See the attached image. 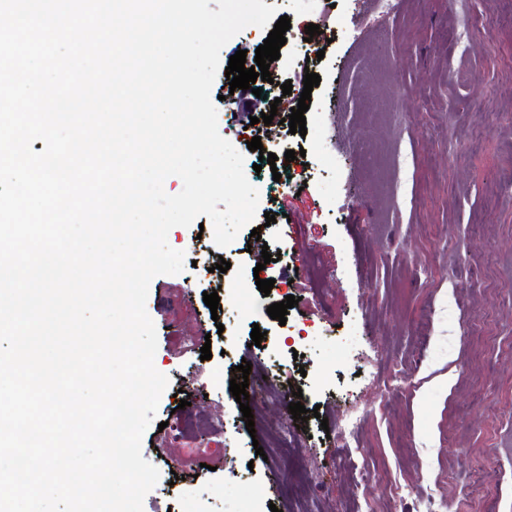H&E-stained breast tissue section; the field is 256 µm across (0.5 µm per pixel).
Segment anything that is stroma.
I'll return each instance as SVG.
<instances>
[{
  "mask_svg": "<svg viewBox=\"0 0 512 512\" xmlns=\"http://www.w3.org/2000/svg\"><path fill=\"white\" fill-rule=\"evenodd\" d=\"M264 2L291 28L263 98L222 74L212 87L261 238L217 247L204 215L167 235L187 263L146 302L169 385L142 440L160 473L143 512H512V0H393L386 15L375 0ZM308 71L321 82L294 135ZM255 136L281 179L254 170ZM266 252L277 260L257 270ZM216 289L233 296L217 318L203 301ZM288 295L282 324L267 308ZM245 360L263 397L250 429L229 390ZM391 362L404 372L385 385ZM296 388L318 417L289 419ZM354 412L367 422L349 433ZM177 418L196 447L159 430Z\"/></svg>",
  "mask_w": 512,
  "mask_h": 512,
  "instance_id": "obj_1",
  "label": "stroma"
}]
</instances>
